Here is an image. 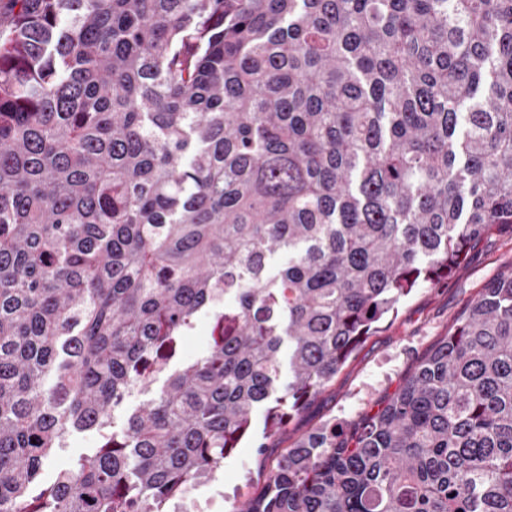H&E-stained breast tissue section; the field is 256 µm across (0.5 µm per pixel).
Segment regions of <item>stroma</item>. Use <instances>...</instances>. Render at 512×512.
<instances>
[{
  "instance_id": "35a3bbf8",
  "label": "stroma",
  "mask_w": 512,
  "mask_h": 512,
  "mask_svg": "<svg viewBox=\"0 0 512 512\" xmlns=\"http://www.w3.org/2000/svg\"><path fill=\"white\" fill-rule=\"evenodd\" d=\"M512 273V224L495 226L475 241L447 277L421 284L366 337L325 389L274 436L264 414H256L250 436L224 461L215 479L202 482L195 500L203 512H232L235 503L261 489L270 469L288 447L316 426L336 420L354 430L405 381L418 362L450 333L491 280ZM102 442L96 431L70 435L43 471L53 482L76 458Z\"/></svg>"
}]
</instances>
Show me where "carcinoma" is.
<instances>
[{"instance_id":"obj_1","label":"carcinoma","mask_w":512,"mask_h":512,"mask_svg":"<svg viewBox=\"0 0 512 512\" xmlns=\"http://www.w3.org/2000/svg\"><path fill=\"white\" fill-rule=\"evenodd\" d=\"M498 224L512 0H0V512H181ZM235 512H512V274ZM211 335V319L201 315L195 326L182 336L179 346L181 360L190 361L198 357L207 347ZM101 442L102 433L96 431L73 433L49 460L43 471V480L52 483L60 472L72 467L76 458L95 450Z\"/></svg>"}]
</instances>
